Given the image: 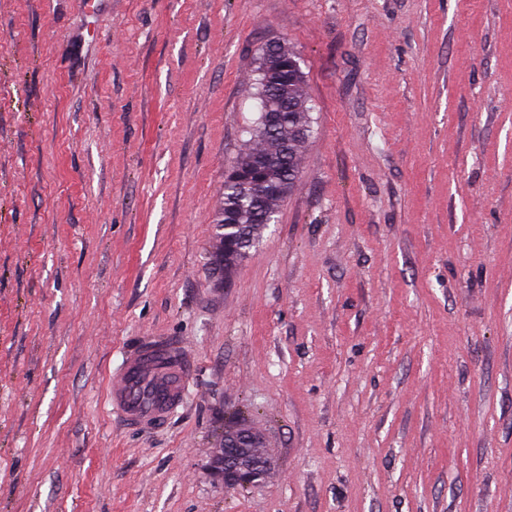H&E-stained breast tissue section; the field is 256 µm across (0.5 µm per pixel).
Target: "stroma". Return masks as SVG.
<instances>
[{"label": "stroma", "mask_w": 512, "mask_h": 512, "mask_svg": "<svg viewBox=\"0 0 512 512\" xmlns=\"http://www.w3.org/2000/svg\"><path fill=\"white\" fill-rule=\"evenodd\" d=\"M279 41L311 133L228 277ZM158 337L194 371L132 430L108 378ZM0 512H512V0H0ZM248 443L229 444L224 442L223 452H219L213 461L212 470L224 476V484L230 487H246L261 481L269 467V462L254 438L243 439Z\"/></svg>", "instance_id": "obj_1"}]
</instances>
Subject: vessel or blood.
<instances>
[{
    "label": "vessel or blood",
    "mask_w": 512,
    "mask_h": 512,
    "mask_svg": "<svg viewBox=\"0 0 512 512\" xmlns=\"http://www.w3.org/2000/svg\"><path fill=\"white\" fill-rule=\"evenodd\" d=\"M194 369L182 345L150 339L133 347L121 370L114 373L107 400L126 425L139 430L164 427L180 405Z\"/></svg>",
    "instance_id": "vessel-or-blood-1"
}]
</instances>
